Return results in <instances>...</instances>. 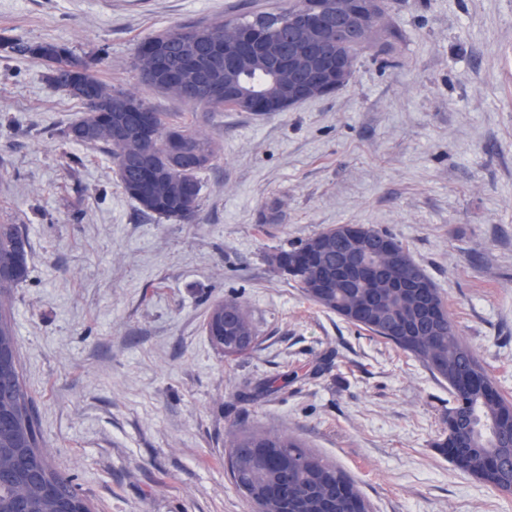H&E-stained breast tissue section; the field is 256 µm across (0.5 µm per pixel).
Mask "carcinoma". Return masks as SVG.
Masks as SVG:
<instances>
[{
  "label": "carcinoma",
  "instance_id": "cac0c4a2",
  "mask_svg": "<svg viewBox=\"0 0 512 512\" xmlns=\"http://www.w3.org/2000/svg\"><path fill=\"white\" fill-rule=\"evenodd\" d=\"M299 7L297 3L277 13L261 12L214 25L177 26L145 39L139 48L154 41L163 43L164 62L182 71V81L187 84L198 78V67L194 66L197 48L187 43L191 32L201 28L211 31L222 59L224 52L235 47L238 30L255 29L260 46L245 60L238 75L258 93L274 98L288 73L273 79L268 67L288 59L300 45L302 36L290 21L291 13ZM395 36V31L379 18L370 25L366 44L387 42ZM356 44L357 35L346 34L334 48L333 57L355 55ZM26 52L48 64V77L54 85L86 105V111L64 131L65 139L104 149L112 158L121 187L138 203L142 213L190 221L199 203L198 174L212 165L217 155L214 142L191 125L174 120L172 114L158 112L145 100L108 87L85 62H77L79 69L75 71L67 69L63 63L72 55L62 45L38 43L28 46ZM147 85L186 105L202 106L211 112L226 108L224 102L204 93L187 98L179 85L161 78ZM109 97L128 98L124 111L101 106L100 100ZM141 110L151 113L149 133L155 137V153L148 167L141 163L144 134L134 122ZM361 228V254L376 255L384 240L393 251L410 254L391 234L364 224ZM318 236L324 241L319 250L311 251L310 237L277 254V268L287 271L314 303L412 355L434 376L447 382L451 400L446 426L436 447L458 470L512 495V400L498 391L486 368L448 320L443 297L434 282L419 265H414L427 284L429 300L439 312L434 321L422 319L414 298L389 287L392 277L402 273L399 267L352 288L334 280L321 285L318 273L335 269L352 245L349 240L336 237L333 227ZM29 253L30 243L21 226L0 224V351L9 356L0 363V415L6 419V425L0 428V448L18 449L35 465L33 480L23 485L12 461L6 456L0 458V506L4 512H18L27 499L38 497L41 484L48 483L55 486L58 497L71 502L75 512H90L87 499L48 463L40 444L34 400L22 381L16 337L5 314L11 291L28 276ZM205 331L226 358L250 352L257 339L248 311L233 297L209 307ZM227 454L237 490L266 512H278L279 507L263 500L262 491L285 480L294 486L293 505L301 512H321L323 502L333 497L336 512H369V504L340 468L293 437L240 427L228 441ZM493 459H500L503 464L491 472L489 464Z\"/></svg>",
  "mask_w": 512,
  "mask_h": 512
}]
</instances>
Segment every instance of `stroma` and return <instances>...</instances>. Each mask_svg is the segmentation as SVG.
<instances>
[{
    "instance_id": "obj_1",
    "label": "stroma",
    "mask_w": 512,
    "mask_h": 512,
    "mask_svg": "<svg viewBox=\"0 0 512 512\" xmlns=\"http://www.w3.org/2000/svg\"><path fill=\"white\" fill-rule=\"evenodd\" d=\"M295 2L0 0V224L31 245L11 316L47 457L92 512H254L225 456L245 424L337 463L372 512H512L437 450L447 385L273 261L340 224L393 235L512 399V0H387L396 37L283 112H209L141 81L144 38ZM42 42L217 142L191 222L141 213L104 150L64 138L85 106L25 54ZM228 297L259 331L233 360L204 330Z\"/></svg>"
}]
</instances>
